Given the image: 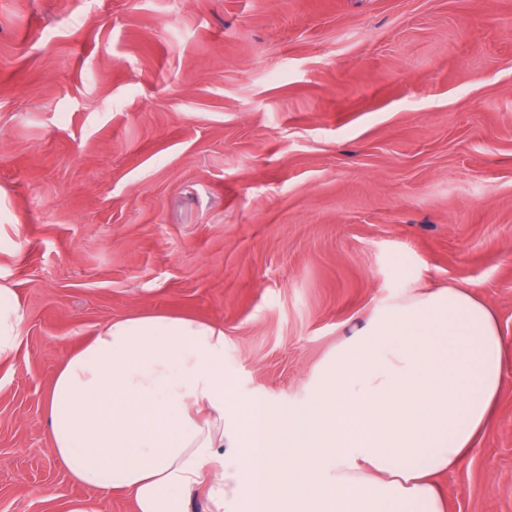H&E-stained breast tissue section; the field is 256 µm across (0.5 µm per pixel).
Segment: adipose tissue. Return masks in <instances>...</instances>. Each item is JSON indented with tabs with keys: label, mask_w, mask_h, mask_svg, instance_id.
Masks as SVG:
<instances>
[{
	"label": "adipose tissue",
	"mask_w": 512,
	"mask_h": 512,
	"mask_svg": "<svg viewBox=\"0 0 512 512\" xmlns=\"http://www.w3.org/2000/svg\"><path fill=\"white\" fill-rule=\"evenodd\" d=\"M22 313L0 285V359ZM502 336L467 289L377 305L282 409L240 395L224 331L191 317L112 320L70 350L45 400L56 458L133 512H445L435 478L489 423Z\"/></svg>",
	"instance_id": "1"
}]
</instances>
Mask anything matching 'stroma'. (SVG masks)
Instances as JSON below:
<instances>
[{"label":"stroma","instance_id":"stroma-1","mask_svg":"<svg viewBox=\"0 0 512 512\" xmlns=\"http://www.w3.org/2000/svg\"><path fill=\"white\" fill-rule=\"evenodd\" d=\"M495 312L487 431L447 512H512V0H0V512H132L57 461L44 404L105 323L224 329L241 395L295 404L419 284ZM22 313L12 288L0 285V359L12 356L19 346Z\"/></svg>","mask_w":512,"mask_h":512}]
</instances>
